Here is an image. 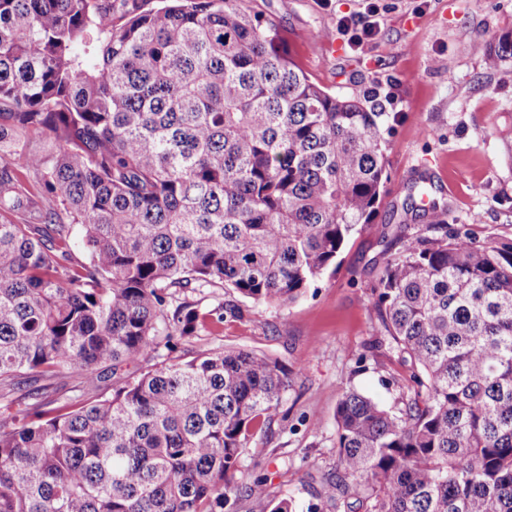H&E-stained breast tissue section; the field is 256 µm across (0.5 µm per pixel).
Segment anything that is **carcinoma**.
<instances>
[{"label": "carcinoma", "mask_w": 512, "mask_h": 512, "mask_svg": "<svg viewBox=\"0 0 512 512\" xmlns=\"http://www.w3.org/2000/svg\"><path fill=\"white\" fill-rule=\"evenodd\" d=\"M161 2L0 0V512H224L243 495L295 512L236 473L299 372L172 354L241 313L191 295L283 306L336 266L377 212L391 113L310 82L234 0ZM474 48L496 69L512 31ZM424 214L395 225L372 287L413 385L396 413L343 394L322 496L512 512V240ZM104 366L111 395L45 396Z\"/></svg>", "instance_id": "obj_1"}]
</instances>
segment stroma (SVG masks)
<instances>
[{
	"label": "stroma",
	"instance_id": "stroma-1",
	"mask_svg": "<svg viewBox=\"0 0 512 512\" xmlns=\"http://www.w3.org/2000/svg\"><path fill=\"white\" fill-rule=\"evenodd\" d=\"M373 3L377 36L343 45L336 19ZM274 23L298 67L331 93L378 95L395 121L385 127L388 182L370 224L343 247L335 273L292 304L243 302L242 315L183 343L182 359L242 348L300 376L270 428L240 458L243 481L267 480L297 512L316 502L336 465V406L351 389L396 411L411 364L383 337L372 287L387 259L386 226L408 204L417 177L447 210L450 228L476 240L512 239V65L489 69L473 43L512 30V0H237ZM338 43L340 51L330 50Z\"/></svg>",
	"mask_w": 512,
	"mask_h": 512
}]
</instances>
